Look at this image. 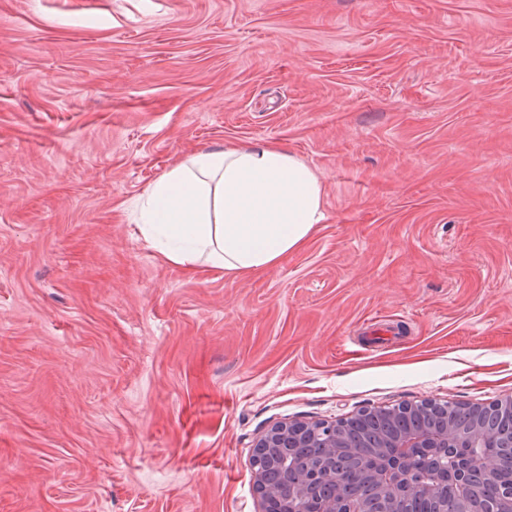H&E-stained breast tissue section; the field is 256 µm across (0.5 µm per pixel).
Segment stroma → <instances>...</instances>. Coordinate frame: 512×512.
<instances>
[{"instance_id":"stroma-1","label":"stroma","mask_w":512,"mask_h":512,"mask_svg":"<svg viewBox=\"0 0 512 512\" xmlns=\"http://www.w3.org/2000/svg\"><path fill=\"white\" fill-rule=\"evenodd\" d=\"M277 142L324 218L164 261L136 203ZM512 393V0H0V512H256L271 425Z\"/></svg>"}]
</instances>
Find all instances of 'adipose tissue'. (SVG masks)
<instances>
[{"label":"adipose tissue","instance_id":"adipose-tissue-1","mask_svg":"<svg viewBox=\"0 0 512 512\" xmlns=\"http://www.w3.org/2000/svg\"><path fill=\"white\" fill-rule=\"evenodd\" d=\"M323 218L319 177L273 142L195 151L151 185L141 208L145 238L166 261L231 278L276 266Z\"/></svg>","mask_w":512,"mask_h":512}]
</instances>
